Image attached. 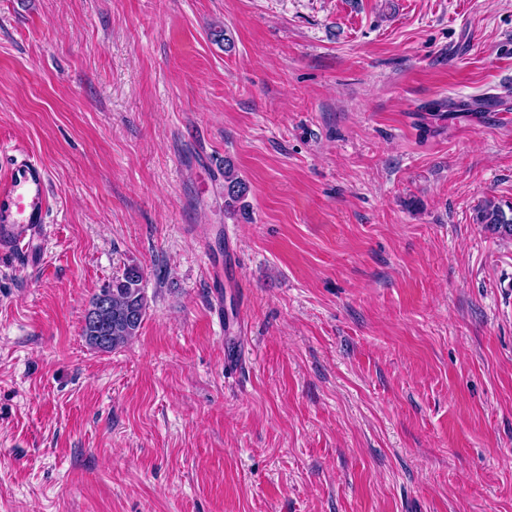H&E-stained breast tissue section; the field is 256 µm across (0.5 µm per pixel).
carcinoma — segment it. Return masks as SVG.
Wrapping results in <instances>:
<instances>
[{
    "label": "carcinoma",
    "instance_id": "cac0c4a2",
    "mask_svg": "<svg viewBox=\"0 0 512 512\" xmlns=\"http://www.w3.org/2000/svg\"><path fill=\"white\" fill-rule=\"evenodd\" d=\"M224 211L231 213L245 209L244 199L249 185L237 173L234 164L224 161ZM477 221L502 236L512 237V218L495 203H485L477 212ZM144 271L137 265H130L105 283L89 302L94 307L101 297L110 303V311L104 319L105 327L94 325L89 318H83L82 336L86 343L99 352L116 350L138 335L148 309V301L142 286Z\"/></svg>",
    "mask_w": 512,
    "mask_h": 512
}]
</instances>
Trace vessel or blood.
Wrapping results in <instances>:
<instances>
[{
    "label": "vessel or blood",
    "mask_w": 512,
    "mask_h": 512,
    "mask_svg": "<svg viewBox=\"0 0 512 512\" xmlns=\"http://www.w3.org/2000/svg\"><path fill=\"white\" fill-rule=\"evenodd\" d=\"M50 193L45 166L31 158H11L0 174V252L26 256L47 222Z\"/></svg>",
    "instance_id": "b4317fda"
}]
</instances>
